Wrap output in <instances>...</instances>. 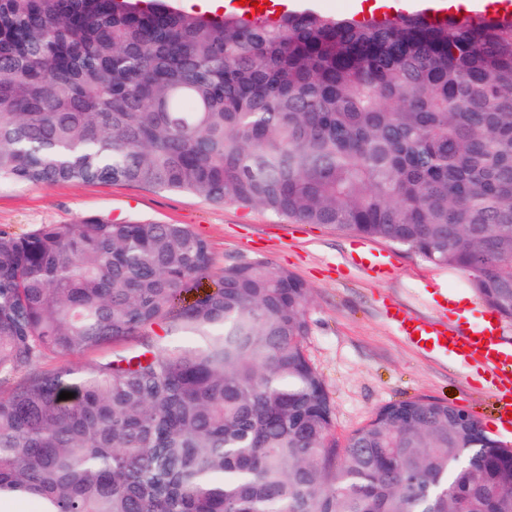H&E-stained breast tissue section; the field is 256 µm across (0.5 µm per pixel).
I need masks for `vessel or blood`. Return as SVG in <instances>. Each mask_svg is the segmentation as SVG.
<instances>
[{"mask_svg": "<svg viewBox=\"0 0 512 512\" xmlns=\"http://www.w3.org/2000/svg\"><path fill=\"white\" fill-rule=\"evenodd\" d=\"M496 317V312H485L479 323L467 327L422 318L399 306L388 320L397 334L423 355L480 365L485 388L495 403L493 419L511 433L512 380H505L504 375L512 369V344L505 341Z\"/></svg>", "mask_w": 512, "mask_h": 512, "instance_id": "1", "label": "vessel or blood"}]
</instances>
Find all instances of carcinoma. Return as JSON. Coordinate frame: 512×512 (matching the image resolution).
I'll list each match as a JSON object with an SVG mask.
<instances>
[{
	"label": "carcinoma",
	"instance_id": "cac0c4a2",
	"mask_svg": "<svg viewBox=\"0 0 512 512\" xmlns=\"http://www.w3.org/2000/svg\"><path fill=\"white\" fill-rule=\"evenodd\" d=\"M19 182L134 183L383 239L512 322V20L0 0V185ZM309 298L264 260L214 275L185 224L0 231V376L127 344L0 396V496L512 512V448L448 402L390 403L330 440ZM114 349L120 348L118 345H106L104 348L96 351L86 352L82 355L69 356L66 358L50 356L43 360L36 367L39 371H54L64 366L86 367L96 363L103 355Z\"/></svg>",
	"mask_w": 512,
	"mask_h": 512
}]
</instances>
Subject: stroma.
<instances>
[{"instance_id": "1", "label": "stroma", "mask_w": 512, "mask_h": 512, "mask_svg": "<svg viewBox=\"0 0 512 512\" xmlns=\"http://www.w3.org/2000/svg\"><path fill=\"white\" fill-rule=\"evenodd\" d=\"M91 214L115 220L185 224L210 247L214 272L266 260L288 269L310 290L306 354L319 372L332 407V430L345 440L382 406L417 397L447 401L481 413L493 430L482 371L425 356L390 326L392 304L429 318L477 323L485 304L464 275L425 262L380 239L368 247L392 261L377 276L353 257L360 238L320 225L291 224L258 207L214 206L185 193L134 183H53L0 186V229L21 235L45 224H75Z\"/></svg>"}]
</instances>
